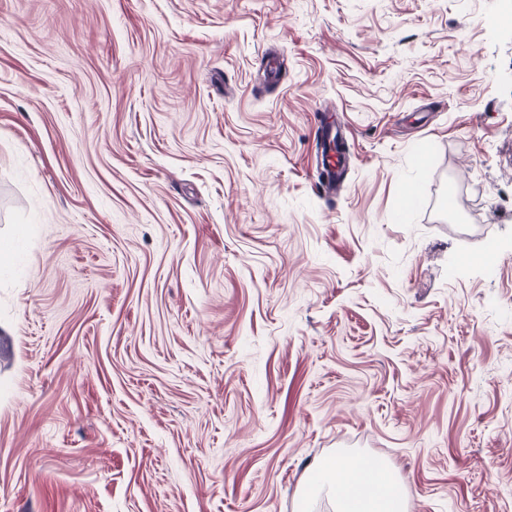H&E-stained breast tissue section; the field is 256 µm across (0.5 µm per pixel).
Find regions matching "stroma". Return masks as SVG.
I'll use <instances>...</instances> for the list:
<instances>
[{
    "label": "stroma",
    "mask_w": 512,
    "mask_h": 512,
    "mask_svg": "<svg viewBox=\"0 0 512 512\" xmlns=\"http://www.w3.org/2000/svg\"><path fill=\"white\" fill-rule=\"evenodd\" d=\"M1 242L0 512H512L502 0H0ZM321 137L322 143L326 140L328 144H331V147L327 149L329 150L330 155H327L324 158L325 172L331 173V177L322 182V188L325 192H333L336 190V178L334 180V177L339 169L338 157L333 159V156L331 155L335 151L333 150V141H336V124L332 121L326 122L322 127ZM316 481L305 496L325 492L336 512H403L399 487L382 464L363 459L329 458L314 465Z\"/></svg>",
    "instance_id": "35a3bbf8"
}]
</instances>
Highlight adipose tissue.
<instances>
[{
    "label": "adipose tissue",
    "mask_w": 512,
    "mask_h": 512,
    "mask_svg": "<svg viewBox=\"0 0 512 512\" xmlns=\"http://www.w3.org/2000/svg\"><path fill=\"white\" fill-rule=\"evenodd\" d=\"M314 470L316 480L305 493H326L335 512H404L402 493L382 464L334 457Z\"/></svg>",
    "instance_id": "ef3b65f1"
}]
</instances>
